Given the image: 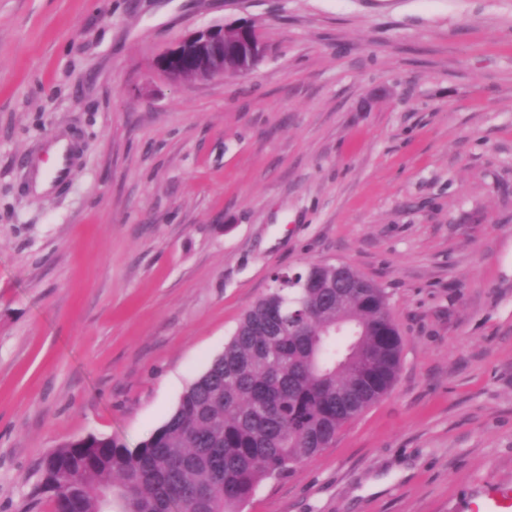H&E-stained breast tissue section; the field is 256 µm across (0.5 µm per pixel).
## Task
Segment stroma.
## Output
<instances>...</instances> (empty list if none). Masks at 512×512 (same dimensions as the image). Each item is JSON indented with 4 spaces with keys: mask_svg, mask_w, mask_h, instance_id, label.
<instances>
[{
    "mask_svg": "<svg viewBox=\"0 0 512 512\" xmlns=\"http://www.w3.org/2000/svg\"><path fill=\"white\" fill-rule=\"evenodd\" d=\"M241 20L252 74L157 71ZM309 262L385 288L398 377L242 512H512V0H0V512H54V448L150 436ZM47 152H51L54 158V165L50 172H46L41 168V163L38 160L31 161L29 164L30 172L34 175L35 183L42 175L47 181V193L51 190L70 180L73 172L72 155L69 147L65 144H60V141H50L46 148Z\"/></svg>",
    "mask_w": 512,
    "mask_h": 512,
    "instance_id": "stroma-1",
    "label": "stroma"
}]
</instances>
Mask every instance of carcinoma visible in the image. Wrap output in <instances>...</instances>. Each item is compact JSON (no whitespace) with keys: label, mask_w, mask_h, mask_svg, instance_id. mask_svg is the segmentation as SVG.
I'll list each match as a JSON object with an SVG mask.
<instances>
[{"label":"carcinoma","mask_w":512,"mask_h":512,"mask_svg":"<svg viewBox=\"0 0 512 512\" xmlns=\"http://www.w3.org/2000/svg\"><path fill=\"white\" fill-rule=\"evenodd\" d=\"M348 279L317 262L275 275L148 438L89 434L49 452L57 512H241L328 447L392 388L403 344L385 290L351 266Z\"/></svg>","instance_id":"carcinoma-1"}]
</instances>
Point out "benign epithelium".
<instances>
[{"label":"benign epithelium","mask_w":512,"mask_h":512,"mask_svg":"<svg viewBox=\"0 0 512 512\" xmlns=\"http://www.w3.org/2000/svg\"><path fill=\"white\" fill-rule=\"evenodd\" d=\"M241 39L224 42L221 24L198 29L163 52L157 59L158 70L170 81H203L230 71L250 74L265 53V45L255 27L241 21L237 24Z\"/></svg>","instance_id":"obj_1"}]
</instances>
